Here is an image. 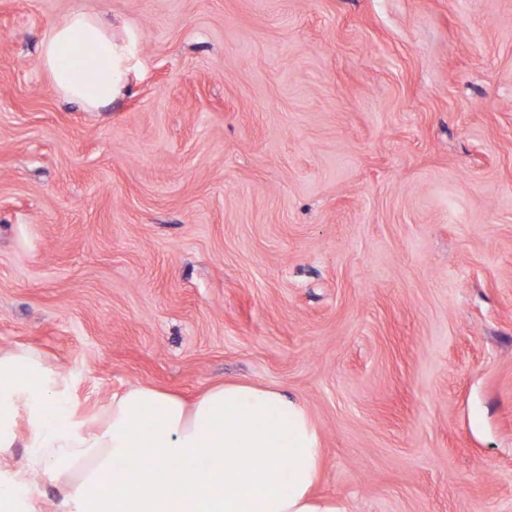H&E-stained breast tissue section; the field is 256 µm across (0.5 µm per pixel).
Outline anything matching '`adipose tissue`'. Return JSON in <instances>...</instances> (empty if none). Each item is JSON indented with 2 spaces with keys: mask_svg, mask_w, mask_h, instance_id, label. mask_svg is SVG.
<instances>
[{
  "mask_svg": "<svg viewBox=\"0 0 512 512\" xmlns=\"http://www.w3.org/2000/svg\"><path fill=\"white\" fill-rule=\"evenodd\" d=\"M84 42L94 47L86 60ZM41 60L57 92L89 111L112 102L137 65L132 41L82 11L52 25ZM52 403L68 408V379L35 350H0V457L19 439L29 450L24 466L0 469V512H35L21 492L39 472L58 489L57 512H343L315 495L322 436L280 389L227 382L189 404L135 385L65 423ZM21 416L29 426L22 438ZM107 479L111 492H100Z\"/></svg>",
  "mask_w": 512,
  "mask_h": 512,
  "instance_id": "obj_1",
  "label": "adipose tissue"
}]
</instances>
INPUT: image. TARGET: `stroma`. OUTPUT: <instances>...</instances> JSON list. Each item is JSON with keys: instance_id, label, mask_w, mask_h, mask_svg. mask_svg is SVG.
<instances>
[{"instance_id": "stroma-1", "label": "stroma", "mask_w": 512, "mask_h": 512, "mask_svg": "<svg viewBox=\"0 0 512 512\" xmlns=\"http://www.w3.org/2000/svg\"><path fill=\"white\" fill-rule=\"evenodd\" d=\"M139 64L95 112L41 53ZM0 349L78 411L271 386L345 512H512V0H0ZM83 42L95 52L82 61L78 53ZM41 60L57 92L88 111L112 102L137 65L132 40L116 39L97 15L82 11L52 25Z\"/></svg>"}]
</instances>
